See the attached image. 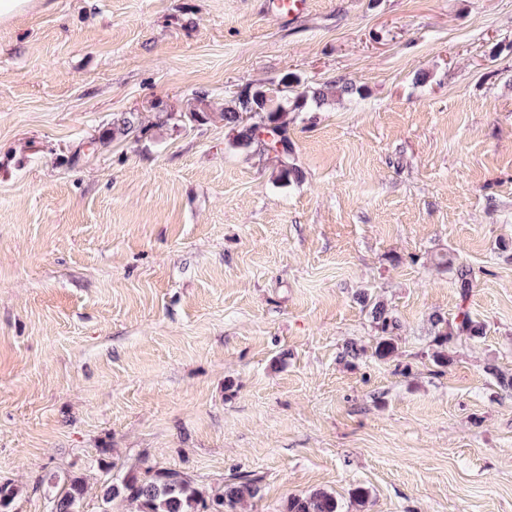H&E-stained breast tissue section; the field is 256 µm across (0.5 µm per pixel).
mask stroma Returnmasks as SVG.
<instances>
[{
    "instance_id": "obj_1",
    "label": "stroma",
    "mask_w": 512,
    "mask_h": 512,
    "mask_svg": "<svg viewBox=\"0 0 512 512\" xmlns=\"http://www.w3.org/2000/svg\"><path fill=\"white\" fill-rule=\"evenodd\" d=\"M300 82L282 89L281 78ZM356 94L231 147L263 85ZM135 112L149 130L111 138ZM471 273L468 299L457 271ZM398 322L380 360L360 293ZM483 338L428 355L459 305ZM363 347L345 357L347 344ZM512 0H27L0 23V481L147 461L240 512H512ZM367 493L356 504V488ZM334 92L339 98L356 93L357 88L352 82L340 78L318 88L309 87L308 90L294 97L291 103L286 97L285 104L280 103L273 107L269 104L271 99L265 90L261 87H250L237 95L234 106L224 109L222 112L224 126L233 132V146L247 149L260 144L264 151H272L280 166L277 179L290 183L291 180L298 179L299 169L293 160L291 161L292 148L288 138V127L292 118L289 114L303 112L308 99H311L316 106H321L327 100L328 94ZM243 113H249V119L254 120L251 123L245 122ZM262 134L267 139H262ZM279 142L282 144L277 147ZM336 497L324 490L288 498L285 512H341Z\"/></svg>"
}]
</instances>
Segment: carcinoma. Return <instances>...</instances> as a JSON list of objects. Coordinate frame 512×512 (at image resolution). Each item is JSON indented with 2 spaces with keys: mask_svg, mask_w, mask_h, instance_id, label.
Here are the masks:
<instances>
[{
  "mask_svg": "<svg viewBox=\"0 0 512 512\" xmlns=\"http://www.w3.org/2000/svg\"><path fill=\"white\" fill-rule=\"evenodd\" d=\"M332 90L339 97L357 92L351 82L340 78L318 88L311 87L293 100L273 107L265 90L250 87L237 95L233 106L224 109V126L233 132V146L247 149L259 145L263 150L273 152L279 164L277 179L289 183L299 177V169L291 161L288 127L292 118L289 114L304 111L310 100L319 106L324 104ZM147 130L137 113L122 112L113 121L112 134L136 137ZM370 315L381 333L374 355L380 360L388 359L397 350L392 336L393 330L397 329V320L382 302L371 303ZM431 324L434 335L430 357L439 367L450 363L448 344L480 338L485 331L484 325L473 319L467 310L459 311L451 322L438 314ZM44 482L57 489L51 500L52 512H81L85 495L81 478L53 473ZM258 483L259 479L244 475L232 477L217 488H206L179 471L142 465L102 486V512H111L112 502L118 498L134 506L135 512H237L239 504L258 494ZM18 493L12 483H0V512H10ZM285 512H339V504L333 494L315 490L305 496L288 498Z\"/></svg>",
  "mask_w": 512,
  "mask_h": 512,
  "instance_id": "obj_1",
  "label": "carcinoma"
}]
</instances>
